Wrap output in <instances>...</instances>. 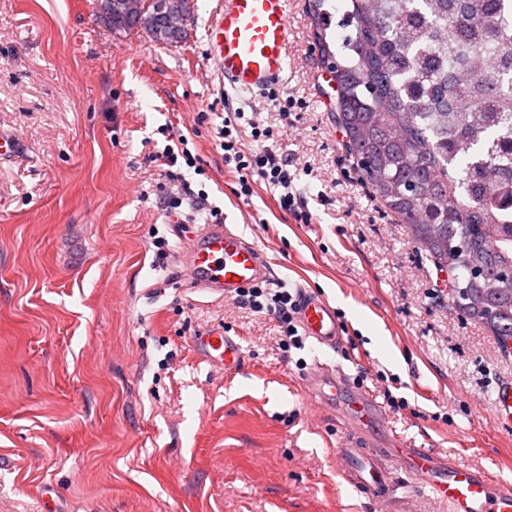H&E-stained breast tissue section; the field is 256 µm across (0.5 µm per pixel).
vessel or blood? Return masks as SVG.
<instances>
[{
  "label": "vessel or blood",
  "mask_w": 512,
  "mask_h": 512,
  "mask_svg": "<svg viewBox=\"0 0 512 512\" xmlns=\"http://www.w3.org/2000/svg\"><path fill=\"white\" fill-rule=\"evenodd\" d=\"M288 0H221L206 28L207 53L222 79L231 87L260 93L281 81L288 65ZM192 287L212 294L232 295L266 281L269 264L242 233L222 221L203 225L189 239L182 255ZM297 321L304 335L320 350L340 347L344 326L335 307L314 291L300 290ZM195 353L225 370L239 367V342L214 326L194 336ZM302 385L323 407L346 419L353 439H361L370 425L386 418L372 396L350 392L346 374L318 361ZM493 406L498 420H512V382L500 383ZM342 471L373 500L385 503L394 496L399 475L410 490H426L448 504L450 512H512V488L488 471L452 462L422 448L400 444L388 452L361 446L340 451Z\"/></svg>",
  "instance_id": "1"
}]
</instances>
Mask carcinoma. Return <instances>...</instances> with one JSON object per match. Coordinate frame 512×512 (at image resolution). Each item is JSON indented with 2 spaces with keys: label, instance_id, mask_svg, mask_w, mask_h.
Listing matches in <instances>:
<instances>
[{
  "label": "carcinoma",
  "instance_id": "cac0c4a2",
  "mask_svg": "<svg viewBox=\"0 0 512 512\" xmlns=\"http://www.w3.org/2000/svg\"><path fill=\"white\" fill-rule=\"evenodd\" d=\"M350 2L335 22L308 0L346 148L434 263L455 256V307L512 336V0ZM103 23L138 28L115 9ZM143 30L181 40L158 10Z\"/></svg>",
  "mask_w": 512,
  "mask_h": 512
}]
</instances>
